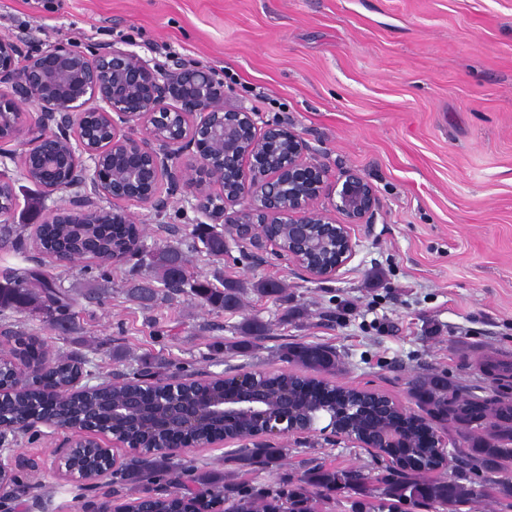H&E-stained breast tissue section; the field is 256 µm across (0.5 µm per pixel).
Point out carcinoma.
Returning <instances> with one entry per match:
<instances>
[{
    "label": "carcinoma",
    "mask_w": 512,
    "mask_h": 512,
    "mask_svg": "<svg viewBox=\"0 0 512 512\" xmlns=\"http://www.w3.org/2000/svg\"><path fill=\"white\" fill-rule=\"evenodd\" d=\"M141 234L133 224H44L41 243L48 251L66 249L70 255L95 258L106 262L112 252L120 251L131 233ZM183 251L168 245L156 251L148 264L145 277L167 286L174 273V263L182 259ZM243 285L234 281L216 286L208 281L193 284L200 303L217 311H232L241 302ZM4 309L52 311L48 324H72L76 312L69 295L56 286L53 277L30 270L12 271L0 277V311ZM12 355L35 363L45 371V377L59 385L70 384L80 368L70 357H51L48 343L37 336L17 335ZM288 362L300 366L304 373H264L258 375L272 403L281 394L291 392L298 416L319 420L329 417V424H349L367 445L375 444L381 428L402 430L398 450L388 451L391 460L388 478L382 494L402 506L420 503L441 504L448 512H461V506L477 496L497 495L512 498V479L492 481L488 475L512 468V359L487 357L482 371L490 382L492 394L477 398L469 395L444 376L419 375L410 388L409 396L418 409L408 422H401L395 412L381 405L376 393L336 386L320 378L336 372L340 359L330 347L315 343H296L285 351ZM20 386L14 399L3 408L14 415L24 416L44 410L36 401L34 382L25 373L11 370L0 372V385ZM89 413L108 417L106 399L95 394H80L57 412L58 423L71 424ZM448 427V447L437 450L431 440L421 434L430 433L433 424ZM284 449L265 443L237 450L242 466L258 461L274 464ZM150 473L166 484L180 486L197 483L199 493L216 498L225 494L223 487L203 476L191 473L165 454H154L119 470L121 478L137 481ZM369 477L356 469L314 466L303 475L305 487L277 493L245 489L231 497L228 512H312L311 497L318 492L342 491L363 494ZM153 512H178L188 507L179 499L148 494L137 498Z\"/></svg>",
    "instance_id": "obj_1"
}]
</instances>
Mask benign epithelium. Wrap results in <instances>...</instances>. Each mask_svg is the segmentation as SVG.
I'll use <instances>...</instances> for the list:
<instances>
[{
  "label": "benign epithelium",
  "mask_w": 512,
  "mask_h": 512,
  "mask_svg": "<svg viewBox=\"0 0 512 512\" xmlns=\"http://www.w3.org/2000/svg\"><path fill=\"white\" fill-rule=\"evenodd\" d=\"M29 141L19 166L44 193L77 188L65 207L49 214L52 223H135L125 208L136 203L156 212L177 197L188 196L201 224H226L235 242L269 246L313 280L336 278L355 255L351 228L370 224L380 207L373 186L350 172L339 182L329 177L304 137L282 123L259 124L257 114L224 104L223 85L206 69L177 61L160 65L115 43L87 56L66 45L28 51L17 40L0 37V156L23 132ZM12 181L0 175V220L17 205ZM331 200L335 219L319 208ZM112 200L103 208L97 199ZM336 251V263L314 262ZM80 377L55 399L93 388ZM140 398L112 405L151 442V452L181 457L197 447L171 439L168 423L190 429L200 423L194 396L172 399L166 420L137 417ZM210 416L252 419L256 436H277L295 414L292 397L279 405L266 402L265 390L252 373L236 378L233 389L211 393ZM34 427L0 417V503L13 496L17 472L36 471L39 463L15 447L17 437ZM55 450L56 472L64 479L98 491L84 512H138L133 503L116 504L106 478L120 463L109 448V462L94 472L72 459L77 448L105 441L125 445L110 431L94 426L67 429ZM136 448L138 453L147 451Z\"/></svg>",
  "instance_id": "benign-epithelium-1"
}]
</instances>
